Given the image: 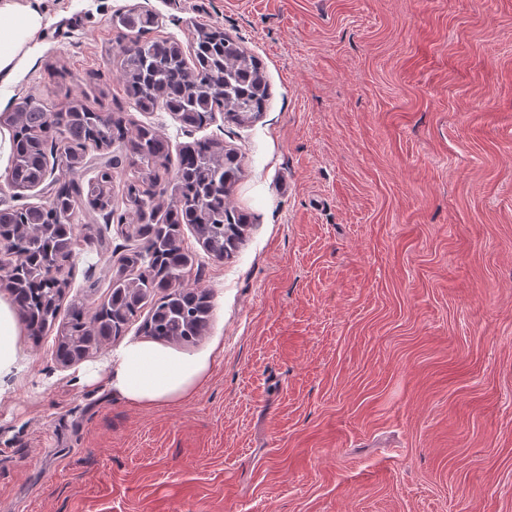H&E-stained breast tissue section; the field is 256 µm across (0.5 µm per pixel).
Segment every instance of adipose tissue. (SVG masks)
Instances as JSON below:
<instances>
[{
	"instance_id": "adipose-tissue-1",
	"label": "adipose tissue",
	"mask_w": 512,
	"mask_h": 512,
	"mask_svg": "<svg viewBox=\"0 0 512 512\" xmlns=\"http://www.w3.org/2000/svg\"><path fill=\"white\" fill-rule=\"evenodd\" d=\"M43 28V17L29 0H0V81L11 82L23 69ZM22 318L0 301V384L13 375ZM212 353L190 359L153 342L125 344L115 361L92 367L88 379H105L113 394L134 405H151L188 397L205 378Z\"/></svg>"
}]
</instances>
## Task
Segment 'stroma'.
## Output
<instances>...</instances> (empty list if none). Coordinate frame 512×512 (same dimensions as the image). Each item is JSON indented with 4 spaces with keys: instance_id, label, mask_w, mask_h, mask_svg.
I'll use <instances>...</instances> for the list:
<instances>
[{
    "instance_id": "1",
    "label": "stroma",
    "mask_w": 512,
    "mask_h": 512,
    "mask_svg": "<svg viewBox=\"0 0 512 512\" xmlns=\"http://www.w3.org/2000/svg\"><path fill=\"white\" fill-rule=\"evenodd\" d=\"M44 17L0 113L81 99L243 157L228 259L183 230L214 351L185 400L134 406L55 331L17 336L0 398V512H512V0H31ZM190 46L217 24L263 66L251 123L199 130L129 105L116 13ZM62 274L88 312L136 238L109 227Z\"/></svg>"
}]
</instances>
